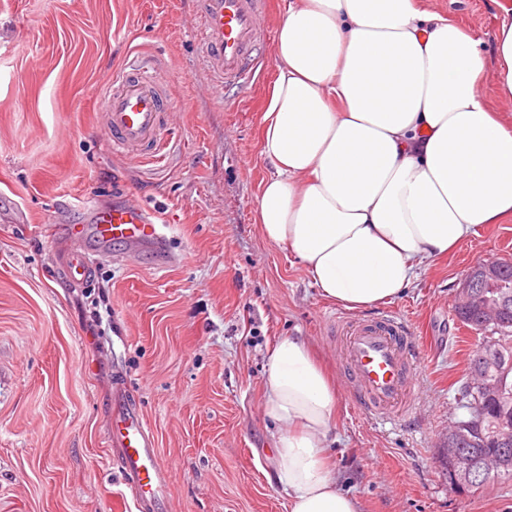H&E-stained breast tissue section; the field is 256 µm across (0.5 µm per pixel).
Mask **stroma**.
<instances>
[{"mask_svg":"<svg viewBox=\"0 0 512 512\" xmlns=\"http://www.w3.org/2000/svg\"><path fill=\"white\" fill-rule=\"evenodd\" d=\"M194 2L0 0V512H138L109 443L116 384L175 473L167 512H288L262 411L267 348L304 337L338 375L340 307L253 220L285 0L262 20L253 88L211 87ZM424 5L491 40L490 0ZM136 58L164 66L173 115L151 157L119 152L104 122L105 80ZM126 192L165 224L166 252L113 243L74 283L69 227ZM488 257L512 260L511 220L480 225L388 303L424 348L407 423L379 426L339 393L326 453L360 512H512V479L454 490L438 458L469 416L458 390L482 340L454 294Z\"/></svg>","mask_w":512,"mask_h":512,"instance_id":"obj_1","label":"stroma"}]
</instances>
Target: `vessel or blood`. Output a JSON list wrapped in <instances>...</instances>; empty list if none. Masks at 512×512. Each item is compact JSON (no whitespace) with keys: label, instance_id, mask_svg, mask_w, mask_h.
Listing matches in <instances>:
<instances>
[{"label":"vessel or blood","instance_id":"1","mask_svg":"<svg viewBox=\"0 0 512 512\" xmlns=\"http://www.w3.org/2000/svg\"><path fill=\"white\" fill-rule=\"evenodd\" d=\"M266 5L267 0H201L198 40L213 85L252 84L259 78L261 68L253 51L266 39L261 23ZM165 82L162 69L136 66L112 78L105 125L118 148L137 150L161 143ZM74 234L79 245L67 251L65 265L77 281L89 275L90 252L104 251L112 241L155 252L167 247V235L155 212L131 194L95 209L92 223L78 227ZM331 323L341 334L346 392L373 422H402L424 364L411 327L392 310L369 319L339 314ZM111 442L134 495L148 503L151 512H162L163 493L174 481L173 472L161 462L149 430L120 393L112 411Z\"/></svg>","mask_w":512,"mask_h":512}]
</instances>
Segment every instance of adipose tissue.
<instances>
[{"mask_svg": "<svg viewBox=\"0 0 512 512\" xmlns=\"http://www.w3.org/2000/svg\"><path fill=\"white\" fill-rule=\"evenodd\" d=\"M494 18L489 50L423 0H285L254 218L322 298L390 301L475 227L512 219V127L491 102L512 100V0ZM262 392L288 512H359L327 462L336 390L306 339L270 345Z\"/></svg>", "mask_w": 512, "mask_h": 512, "instance_id": "adipose-tissue-1", "label": "adipose tissue"}]
</instances>
